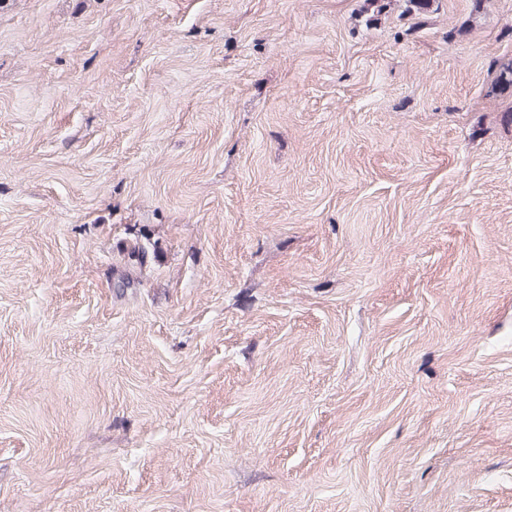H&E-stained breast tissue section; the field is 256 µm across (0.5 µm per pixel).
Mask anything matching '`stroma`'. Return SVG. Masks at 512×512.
Wrapping results in <instances>:
<instances>
[{
  "mask_svg": "<svg viewBox=\"0 0 512 512\" xmlns=\"http://www.w3.org/2000/svg\"><path fill=\"white\" fill-rule=\"evenodd\" d=\"M511 58L512 0H0V512H512Z\"/></svg>",
  "mask_w": 512,
  "mask_h": 512,
  "instance_id": "stroma-1",
  "label": "stroma"
}]
</instances>
